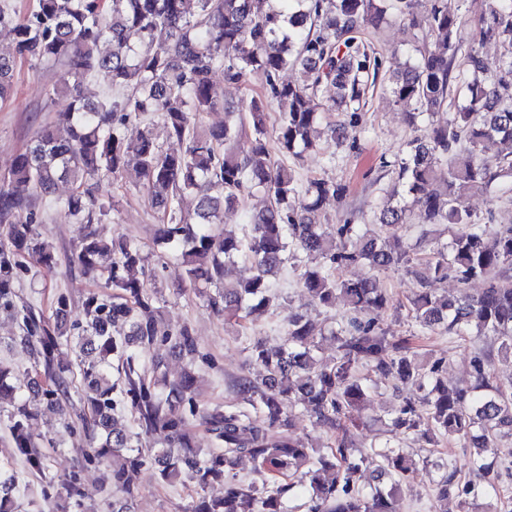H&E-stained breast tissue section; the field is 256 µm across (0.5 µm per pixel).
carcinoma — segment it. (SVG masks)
<instances>
[{"instance_id":"cac0c4a2","label":"carcinoma","mask_w":512,"mask_h":512,"mask_svg":"<svg viewBox=\"0 0 512 512\" xmlns=\"http://www.w3.org/2000/svg\"><path fill=\"white\" fill-rule=\"evenodd\" d=\"M36 0L25 17L0 5V35H8L16 56L60 62L64 72L50 94L65 100L55 122L44 127L34 145L19 154L11 169L13 182L33 187L85 225L78 263L88 273L99 271L97 258L114 256L108 281L120 292L119 301L92 295L83 306L82 334L71 336L65 327L50 326L30 308L22 318L21 340L30 344L50 387L43 392L50 404L67 397L68 375L77 373L85 384L83 400L89 415L82 418L99 458H112V485L130 496L144 464L131 434L116 426L119 399L130 403L148 432L161 431L166 447L152 460L168 481L191 480L204 487L224 482V497H200L190 512H288L284 494L299 488L309 497V512H395V495L404 477L416 469L400 448L379 453L386 461L378 485L365 491L357 486L364 460L348 438L347 422L359 413L369 387L356 376L359 364L382 377L411 385L418 401H407L391 423L397 429L419 433L427 443L437 435L456 436L473 449L470 469L482 479L494 471V444L512 435V384L490 382L483 361L476 364L475 384L448 386L440 376L442 360L424 365L409 340L395 338L380 326L388 308L386 293L373 277L345 280L339 270L362 263L382 273L402 265L411 273L424 264L426 275L408 300L410 317L421 333L441 330L450 336H491L499 349L512 353V224L500 225L489 242L480 230L482 218L466 206L475 191L512 193V0L479 3L480 41H495L503 52L493 62L465 44V20L448 12L443 0ZM392 11L412 28L426 32L429 42L419 57L392 77L397 101L412 106L409 124L426 126L425 133L408 142L405 156L383 162L396 174L401 198L382 209L377 223L362 229L353 224L329 226L319 221L329 198L342 199L346 187L324 178L302 185L294 174L276 164L266 136V109L281 112L275 144L282 155L299 156L314 147L312 132L323 113H350L347 122L329 124L339 142L359 125L361 82L369 75L371 58L352 33L378 22ZM136 34L138 41L130 42ZM109 51L100 53V44ZM465 69L454 73L458 56ZM14 59L0 57V101L9 97ZM302 70L297 83L280 73L288 66ZM220 69L224 81L243 84L252 76L264 82L261 96L226 103L213 89L212 74ZM96 79L122 97L91 101L81 86ZM463 94L456 111L444 123L434 116L448 105L451 83ZM336 86V98L324 106L321 89ZM221 109L222 124L199 132L194 117ZM154 114L161 132L147 126L131 140L124 128L132 118ZM176 141L182 149L169 152L160 139ZM497 141L507 153L491 164L481 157V146ZM134 172L143 183L152 208L160 215L159 238L182 250L187 276L194 286L215 287L209 302L213 310L233 318L265 310L275 295L277 273L292 260L301 265V281L318 306H331L342 297L353 311L347 325L332 331L336 355L315 353L314 327L303 314L288 317L284 340L271 344L256 338L248 359L263 371L261 381L243 379L238 401L201 412L214 442L205 454L194 448L189 419L180 411L196 379L189 372L151 390L136 368L140 348L160 344L180 355L194 357L198 344L189 327L175 331L161 327L150 310L144 283L138 278L140 248L120 238L106 243L92 225L110 210L98 176L114 178ZM76 185L64 199L53 198L55 185ZM220 183L224 197H212L209 186ZM262 190L269 204L249 218V234L240 237L224 223V213L235 211L253 190ZM307 202L296 207L293 199ZM196 199L194 216L185 214V197ZM20 202L0 190V220L9 224L8 243L0 242V306H14L15 271L28 255L47 267L54 256L35 237L33 213L22 215ZM403 224L442 225L448 238L436 237L425 256L389 234ZM249 254L250 277L234 285L224 281V266L241 253ZM453 273L462 284L481 279L485 287L476 296L461 292L449 297L435 283ZM128 324L132 337L116 327ZM78 351L73 364L55 362L62 348ZM121 371L112 377V360ZM11 407L13 447L31 466L40 467L41 453L27 423L35 412L22 386L0 362V406ZM322 422L340 433L336 447L323 453L307 439L292 435L296 414ZM254 463L260 481L246 482L234 473L238 461ZM17 479L0 477V512H13ZM437 497L492 496L489 482L459 484L456 469L435 483Z\"/></svg>"}]
</instances>
